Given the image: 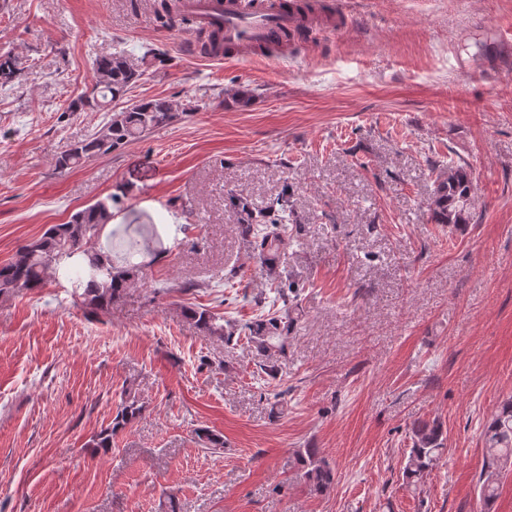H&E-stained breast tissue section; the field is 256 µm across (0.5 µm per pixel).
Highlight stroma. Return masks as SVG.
<instances>
[{
	"mask_svg": "<svg viewBox=\"0 0 512 512\" xmlns=\"http://www.w3.org/2000/svg\"><path fill=\"white\" fill-rule=\"evenodd\" d=\"M154 2L0 0V55L21 63L0 86V264L110 195L114 227L91 249L156 231L133 258L144 282L108 310L66 274L0 295V512H512V474L490 507L477 486L483 428L512 397V0H310L307 38L244 61L201 54ZM151 46L165 67L71 111L98 57ZM163 97L189 112L57 168L113 113ZM448 153L473 171L476 223L432 220L428 160ZM284 192L298 318L266 383L246 340L224 346L184 311L271 308L230 197ZM128 387L144 415L90 448ZM434 419L448 452L409 486L411 429ZM299 448L320 450L334 490L300 482Z\"/></svg>",
	"mask_w": 512,
	"mask_h": 512,
	"instance_id": "stroma-1",
	"label": "stroma"
}]
</instances>
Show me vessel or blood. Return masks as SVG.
I'll use <instances>...</instances> for the list:
<instances>
[{
    "label": "vessel or blood",
    "instance_id": "b4317fda",
    "mask_svg": "<svg viewBox=\"0 0 512 512\" xmlns=\"http://www.w3.org/2000/svg\"><path fill=\"white\" fill-rule=\"evenodd\" d=\"M181 15L197 29L220 31L225 46L243 58L258 46L278 48L277 33L300 23L278 0H182Z\"/></svg>",
    "mask_w": 512,
    "mask_h": 512
}]
</instances>
